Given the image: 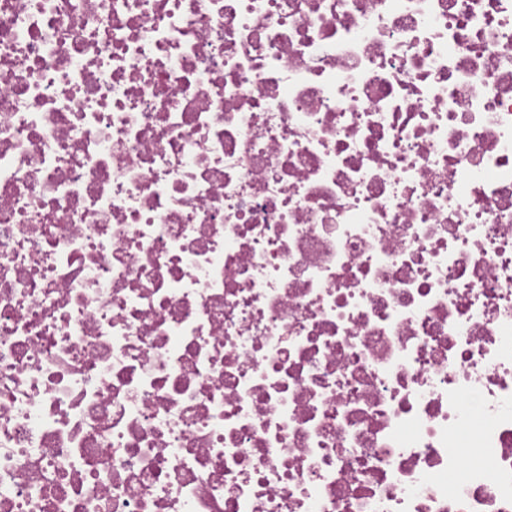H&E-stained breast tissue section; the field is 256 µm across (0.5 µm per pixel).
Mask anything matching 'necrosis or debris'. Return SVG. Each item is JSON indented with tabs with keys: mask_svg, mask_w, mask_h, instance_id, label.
<instances>
[{
	"mask_svg": "<svg viewBox=\"0 0 512 512\" xmlns=\"http://www.w3.org/2000/svg\"><path fill=\"white\" fill-rule=\"evenodd\" d=\"M0 512H512V0H0Z\"/></svg>",
	"mask_w": 512,
	"mask_h": 512,
	"instance_id": "4bbe7bcc",
	"label": "necrosis or debris"
}]
</instances>
